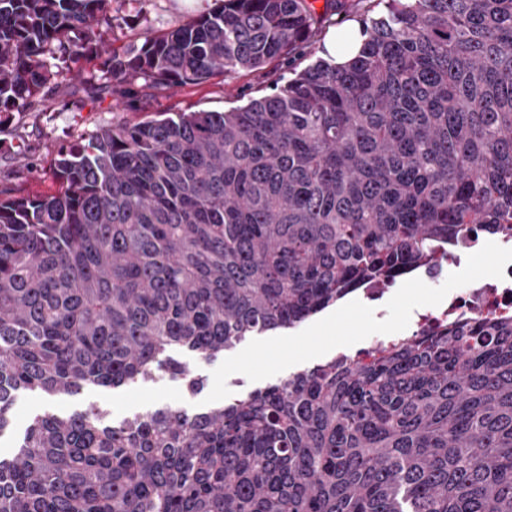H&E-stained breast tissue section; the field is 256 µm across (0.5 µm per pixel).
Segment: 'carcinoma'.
<instances>
[{
    "instance_id": "obj_1",
    "label": "carcinoma",
    "mask_w": 512,
    "mask_h": 512,
    "mask_svg": "<svg viewBox=\"0 0 512 512\" xmlns=\"http://www.w3.org/2000/svg\"><path fill=\"white\" fill-rule=\"evenodd\" d=\"M358 55L224 112H161L63 147L55 188L0 197V436L17 392L71 396L213 359L393 280L480 224L512 232V0H377ZM112 0H0V113L102 61L138 112L257 70L327 20L307 0L214 7L119 54ZM62 63L53 70L48 59ZM330 361L230 404L120 423L34 416L0 512H512V321Z\"/></svg>"
}]
</instances>
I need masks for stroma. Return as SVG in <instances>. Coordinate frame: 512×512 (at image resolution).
Segmentation results:
<instances>
[{"label": "stroma", "mask_w": 512, "mask_h": 512, "mask_svg": "<svg viewBox=\"0 0 512 512\" xmlns=\"http://www.w3.org/2000/svg\"><path fill=\"white\" fill-rule=\"evenodd\" d=\"M213 0H113L112 47L123 51L160 35L211 7ZM319 41L305 45L289 59L257 71L240 70L220 75L201 85H187L159 99L153 111L223 112L271 94L276 85L293 77L319 58ZM143 115L127 111L120 97L98 108L75 104L61 92L46 100L40 111L10 114L0 128V191L19 196L45 192L53 186L50 163L65 146L87 138L99 128L119 121H139ZM312 317L293 329L248 337L234 349L211 361H197L176 349L175 359L189 363L204 380L200 391H190L185 378L167 373L112 389L85 386L74 397H48L39 391L18 392L12 407L13 427L0 437V456L13 453L31 417L44 412L65 415L94 403L112 421L144 415L165 406L193 414L230 403L249 393L275 385L289 375L324 362L337 351H351L366 342L370 319L358 303L343 307L332 328L319 327Z\"/></svg>", "instance_id": "1"}]
</instances>
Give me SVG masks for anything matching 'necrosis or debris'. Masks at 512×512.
Returning <instances> with one entry per match:
<instances>
[{
  "mask_svg": "<svg viewBox=\"0 0 512 512\" xmlns=\"http://www.w3.org/2000/svg\"><path fill=\"white\" fill-rule=\"evenodd\" d=\"M486 250L496 255L491 272L481 280L454 289L450 297H442L440 289L448 278V267L468 259L472 252ZM418 280L428 286L430 304L415 311L413 325L404 332L374 333L369 347L355 353L356 363L367 365L374 351L392 348L419 334L437 331L464 318H512V234L488 237L481 227H474L447 258L434 259L417 265Z\"/></svg>",
  "mask_w": 512,
  "mask_h": 512,
  "instance_id": "necrosis-or-debris-1",
  "label": "necrosis or debris"
}]
</instances>
